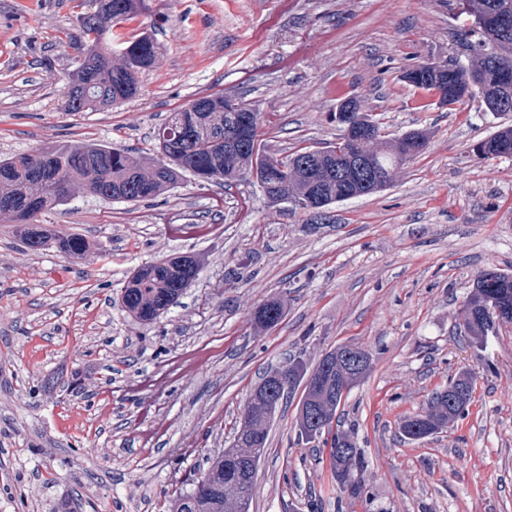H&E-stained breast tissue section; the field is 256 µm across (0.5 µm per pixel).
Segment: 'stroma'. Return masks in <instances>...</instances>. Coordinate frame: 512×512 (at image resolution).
Masks as SVG:
<instances>
[{
  "label": "stroma",
  "mask_w": 512,
  "mask_h": 512,
  "mask_svg": "<svg viewBox=\"0 0 512 512\" xmlns=\"http://www.w3.org/2000/svg\"><path fill=\"white\" fill-rule=\"evenodd\" d=\"M461 0H145L123 31H149L156 66L136 97L68 112L71 37L83 0H0V157L87 142L143 154L169 112L230 90L254 101L272 148L332 144L339 101L362 98L388 137L429 133L385 190L324 215L269 202L256 183L185 175L137 203L78 194L42 215L89 256L28 251L0 223V512H169L199 464L232 447L260 378L340 344L371 356L341 407L365 457L340 488L327 449L298 437L296 405L275 414L250 512H512V324L478 341L458 312L479 269L512 272V158L472 148L512 112L474 98L423 106L401 74L468 62ZM176 252L197 278L144 324L121 306L128 276ZM286 311L258 332L255 309ZM476 381L469 414L408 441L456 375Z\"/></svg>",
  "instance_id": "1"
}]
</instances>
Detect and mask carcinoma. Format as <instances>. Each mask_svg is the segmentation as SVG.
<instances>
[{
	"label": "carcinoma",
	"mask_w": 512,
	"mask_h": 512,
	"mask_svg": "<svg viewBox=\"0 0 512 512\" xmlns=\"http://www.w3.org/2000/svg\"><path fill=\"white\" fill-rule=\"evenodd\" d=\"M472 11L508 9L512 0H467ZM90 10L77 17L81 59L69 77L64 93L67 112H98L137 95L143 73L157 60L159 46L143 32L126 38L123 25L137 18L145 9L144 0H88ZM466 35L473 43L475 60L469 64L447 62L443 81L450 92L443 105L454 109L464 99L451 92L470 72L483 75V86L473 92L481 98L487 112H512V33L506 38L468 28ZM193 112L180 109L170 113L155 131L157 155H132L107 145L87 143L81 147H55L23 152L0 159V216L22 228V242L31 251L54 249L73 261L86 258L88 247L83 238L64 234L36 223L39 215L66 203L74 194L83 193L112 202H137L154 198L178 183L185 172L200 184L231 185L239 178L224 168V92L218 91L194 99ZM494 143L479 155L483 160L512 157V126H504L490 134ZM311 147H299L283 155L270 151L258 132L256 144L239 151L241 167L251 166L252 155H270L288 164L292 178L282 189L298 195L304 186L301 165L313 159ZM365 151L377 168L392 183L399 163L390 139L384 135L368 142ZM199 266L190 255H172L160 265H143L128 277L122 288L125 310L144 323H152L167 314L188 288L187 281L198 275ZM280 298L264 302L254 313L259 329L275 326L284 314ZM493 302L484 288H474L459 315L463 328L473 338H485L495 329ZM275 317H270V313ZM288 369L292 387H303L297 410L311 399H323L319 421L308 430L297 423L299 435L308 442L329 448L331 468L336 483L362 491L353 479L354 472L364 467L363 456L351 436L339 429V409L348 396L341 389L340 377L329 378V390L323 396L308 390L309 371L301 361L291 360ZM474 379L461 373L448 387L435 391L427 402L425 414L412 413L403 418L400 430L404 438L418 441L432 437L468 414L473 402ZM273 419L266 401H253L252 418L243 420L235 444L224 449L200 469L194 487L180 495L173 512H226L237 494L252 501L257 477L238 487L224 489L231 475L224 469L227 459L257 461L265 451Z\"/></svg>",
	"instance_id": "cac0c4a2"
}]
</instances>
